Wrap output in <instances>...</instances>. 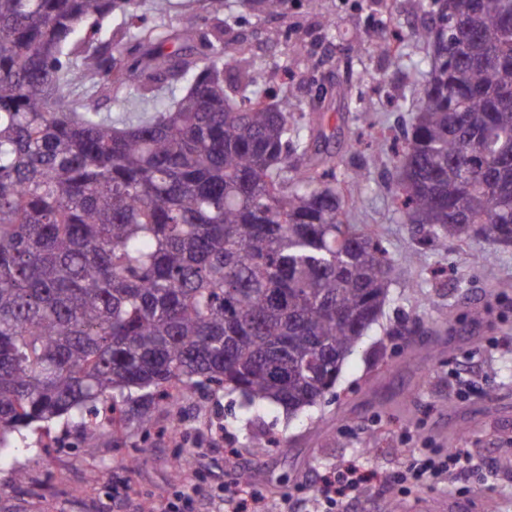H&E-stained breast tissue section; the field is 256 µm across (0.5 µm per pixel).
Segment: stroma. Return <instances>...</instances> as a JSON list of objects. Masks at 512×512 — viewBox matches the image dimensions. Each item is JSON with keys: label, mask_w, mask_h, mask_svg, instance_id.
<instances>
[{"label": "stroma", "mask_w": 512, "mask_h": 512, "mask_svg": "<svg viewBox=\"0 0 512 512\" xmlns=\"http://www.w3.org/2000/svg\"><path fill=\"white\" fill-rule=\"evenodd\" d=\"M430 4L287 0L282 15L267 18L226 0L231 28L199 31V43L223 34L228 53L267 67L292 61V111L320 117L327 134L320 148L341 173L370 167L353 214L360 229L381 239L398 280L333 391L295 416L273 404L246 406L236 393L211 400L195 393L120 438L103 432L92 448L64 418L12 433L0 449V512H160L176 492L192 496L195 512H222L224 488L242 470L255 473L266 512H289V497H310L319 474L348 461L390 476L413 449L462 446L477 448L481 459L469 481L395 496L381 485L350 512H380L389 500L395 512H512V246L473 238L417 262L408 247L413 228L393 207L396 162L375 146L377 137L408 126V110L387 107L386 99L417 89L424 51L383 56L373 47L397 30L411 36ZM326 17L334 21L328 31L319 27ZM269 29L280 31L279 41L266 42ZM357 140L360 150H351ZM488 250L493 264L473 267V257ZM440 313L450 321L447 332L428 335ZM175 412L188 417L177 441L166 432ZM267 432L283 447H252V435ZM54 438L67 447L44 453Z\"/></svg>", "instance_id": "stroma-1"}]
</instances>
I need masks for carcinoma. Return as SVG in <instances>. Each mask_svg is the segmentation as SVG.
<instances>
[{"mask_svg":"<svg viewBox=\"0 0 512 512\" xmlns=\"http://www.w3.org/2000/svg\"><path fill=\"white\" fill-rule=\"evenodd\" d=\"M286 0H240L274 16ZM142 0H0V447L63 415L92 447L151 422L168 387L290 413L321 403L378 321L396 268L351 223L277 73L194 51ZM140 47L133 62L113 17ZM398 155L397 208L429 248L512 243V0H440ZM233 75L232 88L224 74ZM138 96L112 117L77 98Z\"/></svg>","mask_w":512,"mask_h":512,"instance_id":"1","label":"carcinoma"}]
</instances>
